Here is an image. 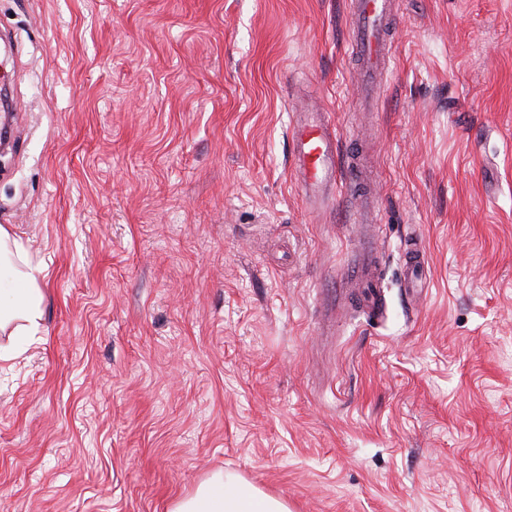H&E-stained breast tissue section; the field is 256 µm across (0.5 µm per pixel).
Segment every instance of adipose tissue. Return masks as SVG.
Listing matches in <instances>:
<instances>
[{
    "label": "adipose tissue",
    "mask_w": 512,
    "mask_h": 512,
    "mask_svg": "<svg viewBox=\"0 0 512 512\" xmlns=\"http://www.w3.org/2000/svg\"><path fill=\"white\" fill-rule=\"evenodd\" d=\"M44 269L32 264L22 241L0 225V335L36 336L42 320ZM172 512H288L277 498L251 485L225 487L223 474L202 482Z\"/></svg>",
    "instance_id": "adipose-tissue-1"
}]
</instances>
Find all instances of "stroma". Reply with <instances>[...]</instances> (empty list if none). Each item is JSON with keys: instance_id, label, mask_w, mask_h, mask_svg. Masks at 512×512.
I'll list each match as a JSON object with an SVG mask.
<instances>
[{"instance_id": "stroma-1", "label": "stroma", "mask_w": 512, "mask_h": 512, "mask_svg": "<svg viewBox=\"0 0 512 512\" xmlns=\"http://www.w3.org/2000/svg\"><path fill=\"white\" fill-rule=\"evenodd\" d=\"M347 0H0V225L43 262L1 337L0 512H512V0H397L363 105ZM374 157L307 205L295 108ZM381 252L380 316L338 281ZM425 255L404 286L401 247ZM172 512H288V508L248 484L228 489L224 487V475L216 473L179 500Z\"/></svg>"}]
</instances>
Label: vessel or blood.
Listing matches in <instances>:
<instances>
[{
    "label": "vessel or blood",
    "mask_w": 512,
    "mask_h": 512,
    "mask_svg": "<svg viewBox=\"0 0 512 512\" xmlns=\"http://www.w3.org/2000/svg\"><path fill=\"white\" fill-rule=\"evenodd\" d=\"M394 0H350L352 23L349 32L351 53L358 61V74L367 85H376L389 61L388 23ZM292 156L295 176L305 195L320 198L326 189L345 177L354 218L372 224L376 213L368 192L371 169L366 161L341 159L336 136L322 118L295 122L292 126ZM354 279L363 287H373L378 279L379 257L368 248L352 263Z\"/></svg>",
    "instance_id": "1"
}]
</instances>
